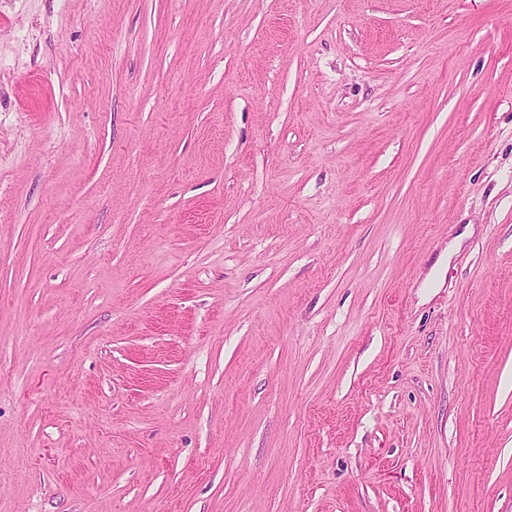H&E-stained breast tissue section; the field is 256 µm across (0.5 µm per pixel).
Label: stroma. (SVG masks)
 Segmentation results:
<instances>
[{"label": "stroma", "mask_w": 512, "mask_h": 512, "mask_svg": "<svg viewBox=\"0 0 512 512\" xmlns=\"http://www.w3.org/2000/svg\"><path fill=\"white\" fill-rule=\"evenodd\" d=\"M0 512H512V0H0Z\"/></svg>", "instance_id": "35a3bbf8"}]
</instances>
